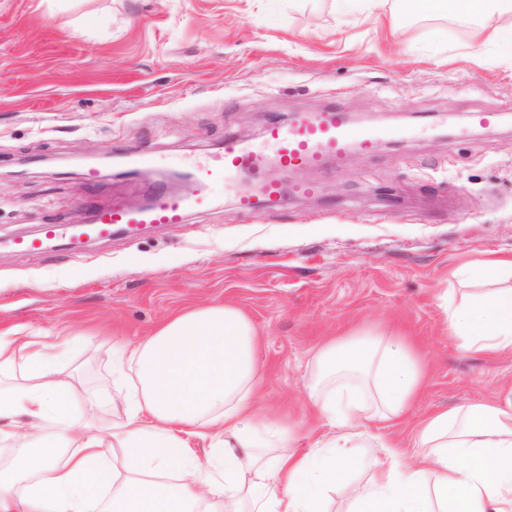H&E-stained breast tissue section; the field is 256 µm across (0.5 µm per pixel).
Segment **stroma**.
<instances>
[{
    "label": "stroma",
    "instance_id": "1",
    "mask_svg": "<svg viewBox=\"0 0 512 512\" xmlns=\"http://www.w3.org/2000/svg\"><path fill=\"white\" fill-rule=\"evenodd\" d=\"M361 0H0V332L73 342L64 366L116 393L112 345L180 311L241 309L260 337L258 405L299 445L324 431L306 402L325 342L357 332L411 340L425 386L383 428L410 448L425 417L512 396V351L449 341L438 296L474 288L460 268L512 256V45L474 56L481 23ZM329 107L393 136L343 169H306L320 195L240 212V187L195 180L188 223L16 252L18 236L74 224L85 200L143 195L134 177L93 183L85 160L147 151L165 166L225 136ZM473 112H496L491 132Z\"/></svg>",
    "mask_w": 512,
    "mask_h": 512
}]
</instances>
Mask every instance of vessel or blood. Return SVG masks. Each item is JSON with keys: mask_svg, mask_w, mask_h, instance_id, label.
<instances>
[{"mask_svg": "<svg viewBox=\"0 0 512 512\" xmlns=\"http://www.w3.org/2000/svg\"><path fill=\"white\" fill-rule=\"evenodd\" d=\"M385 136L384 130L349 124L343 114L334 109L301 112L288 123L271 124L260 142L225 139L221 152L197 169L196 175L219 187L238 176H248L253 189L239 196L237 205L241 211L253 213L281 206L286 190L290 189L282 181L271 178L266 172L267 166H275L284 174L306 167L316 168L329 160L340 167L351 150L371 151ZM127 167L147 184L149 200L146 204L129 206L116 202L106 208H94L91 223L71 232L59 224L43 225L38 236L16 239V248L21 251L37 249L44 242L65 237L107 240L113 233L146 224L186 222L189 210L197 201L158 183L153 155L143 152L133 156Z\"/></svg>", "mask_w": 512, "mask_h": 512, "instance_id": "vessel-or-blood-1", "label": "vessel or blood"}]
</instances>
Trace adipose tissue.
Here are the masks:
<instances>
[{
	"instance_id": "adipose-tissue-1",
	"label": "adipose tissue",
	"mask_w": 512,
	"mask_h": 512,
	"mask_svg": "<svg viewBox=\"0 0 512 512\" xmlns=\"http://www.w3.org/2000/svg\"><path fill=\"white\" fill-rule=\"evenodd\" d=\"M445 14L495 15L512 0H440ZM448 337L512 351V286L442 301ZM67 339L0 334V512H321L325 491L369 449L372 478L348 512H512V397L468 403L418 424L405 453L376 426L420 394L424 365L400 338L356 335L315 356L308 397L326 431L298 449L290 424L260 410L259 337L238 308L196 307L117 349L136 380L122 421L104 424V390L59 361ZM215 440L200 460L187 434Z\"/></svg>"
}]
</instances>
